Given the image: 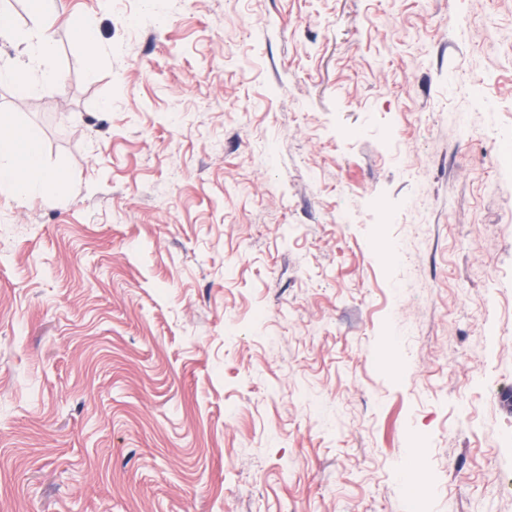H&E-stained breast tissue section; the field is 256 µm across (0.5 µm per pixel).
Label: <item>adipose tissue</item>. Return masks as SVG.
I'll use <instances>...</instances> for the list:
<instances>
[{
    "instance_id": "adipose-tissue-1",
    "label": "adipose tissue",
    "mask_w": 512,
    "mask_h": 512,
    "mask_svg": "<svg viewBox=\"0 0 512 512\" xmlns=\"http://www.w3.org/2000/svg\"><path fill=\"white\" fill-rule=\"evenodd\" d=\"M34 24L25 30L13 29L9 22L0 23V33L23 45L24 63L0 70V83L14 86L27 94L37 86L53 84L57 73L48 68L53 39L45 22L47 12L56 0H30ZM63 173L46 169L39 160L38 142L28 132L14 130L9 124L0 125V187L17 201L30 202L53 196L64 182Z\"/></svg>"
}]
</instances>
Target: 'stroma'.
I'll return each mask as SVG.
<instances>
[{
	"mask_svg": "<svg viewBox=\"0 0 512 512\" xmlns=\"http://www.w3.org/2000/svg\"><path fill=\"white\" fill-rule=\"evenodd\" d=\"M58 7L0 512H512V0ZM75 37L80 41L86 52L87 63L90 67L95 66L98 59L99 39L95 30L80 24L73 26Z\"/></svg>",
	"mask_w": 512,
	"mask_h": 512,
	"instance_id": "1",
	"label": "stroma"
}]
</instances>
